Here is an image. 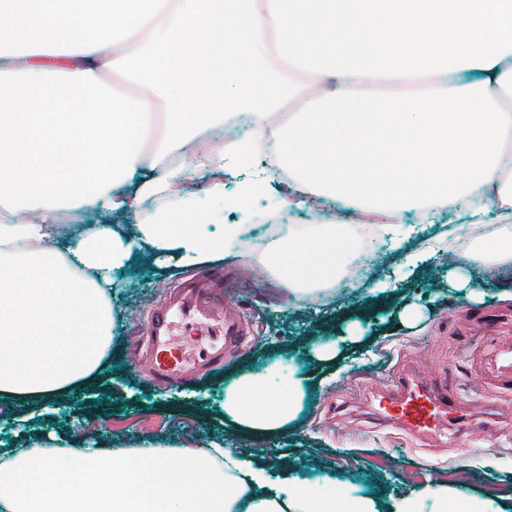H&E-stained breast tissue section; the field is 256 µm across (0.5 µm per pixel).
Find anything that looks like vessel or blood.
Segmentation results:
<instances>
[{
    "mask_svg": "<svg viewBox=\"0 0 512 512\" xmlns=\"http://www.w3.org/2000/svg\"><path fill=\"white\" fill-rule=\"evenodd\" d=\"M179 319L208 339L191 364L173 343L174 336L180 333L175 325ZM145 335L152 372L175 383L202 379L222 366L226 356L250 344L246 317L239 310L226 307L223 292L205 278L188 283L165 306L154 310L147 320ZM484 374L501 389L512 390V349L490 357ZM371 407L382 420L411 434L463 437L481 426L462 395L434 387L411 371L390 379L384 390L374 395Z\"/></svg>",
    "mask_w": 512,
    "mask_h": 512,
    "instance_id": "obj_1",
    "label": "vessel or blood"
}]
</instances>
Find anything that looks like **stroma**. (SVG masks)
Listing matches in <instances>:
<instances>
[{
	"instance_id": "1",
	"label": "stroma",
	"mask_w": 512,
	"mask_h": 512,
	"mask_svg": "<svg viewBox=\"0 0 512 512\" xmlns=\"http://www.w3.org/2000/svg\"><path fill=\"white\" fill-rule=\"evenodd\" d=\"M203 272L222 279L228 306L251 319L253 347L225 358L202 383H157L132 349L148 312L182 277L155 264L147 249L135 250L131 264L113 274L115 322L94 384L57 398L45 411L0 402V448L54 438L104 448H204L220 441L261 462L274 478H306L330 492L344 484L372 498L379 512H394L403 498L439 488L448 492V512H512V395L497 398L499 432L444 445L379 424L365 405L372 384L409 363L473 403L493 396L477 355L493 337L512 335V302L500 298L504 283L484 285L483 272L472 269L470 288H458L451 260L442 257L425 261L392 292L375 291L362 279L334 292L328 304H288L237 261ZM406 306L416 311L415 320L402 318ZM328 342L340 355L324 369L314 353ZM272 365L284 373L298 370L308 382L297 419L260 442L225 422L224 388Z\"/></svg>"
}]
</instances>
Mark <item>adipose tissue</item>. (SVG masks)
Returning a JSON list of instances; mask_svg holds the SVG:
<instances>
[{
    "mask_svg": "<svg viewBox=\"0 0 512 512\" xmlns=\"http://www.w3.org/2000/svg\"><path fill=\"white\" fill-rule=\"evenodd\" d=\"M119 77L131 94L103 81ZM297 100L295 111L282 107ZM166 132L150 140L155 112ZM280 114L278 125L269 117ZM247 117L251 129L186 166L189 139ZM152 159H145L146 142ZM210 170L239 212L336 200L372 224L277 228L244 257L242 224L187 184ZM132 233L66 234L62 212L121 213ZM461 222L376 283L396 288L459 230L463 267L512 280V0H0V399L51 403L90 385L114 322L112 273L144 245L193 270L245 259L297 301L333 286L361 236L394 246L406 213ZM306 378L240 376L224 416L263 436L300 411ZM377 512L350 487L278 482L223 444L13 448L0 453V512Z\"/></svg>",
    "mask_w": 512,
    "mask_h": 512,
    "instance_id": "adipose-tissue-1",
    "label": "adipose tissue"
}]
</instances>
